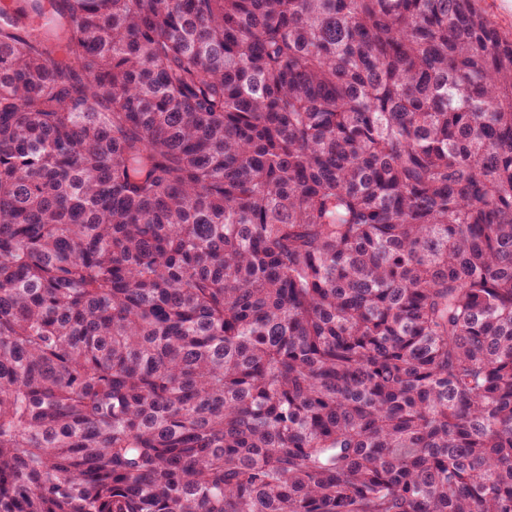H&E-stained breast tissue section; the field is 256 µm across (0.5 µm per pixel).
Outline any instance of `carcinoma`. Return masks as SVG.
<instances>
[{"mask_svg": "<svg viewBox=\"0 0 512 512\" xmlns=\"http://www.w3.org/2000/svg\"><path fill=\"white\" fill-rule=\"evenodd\" d=\"M45 1L0 25V512H512L474 0Z\"/></svg>", "mask_w": 512, "mask_h": 512, "instance_id": "obj_1", "label": "carcinoma"}]
</instances>
